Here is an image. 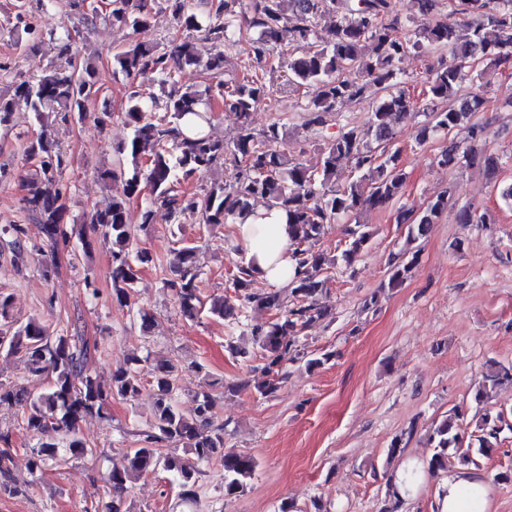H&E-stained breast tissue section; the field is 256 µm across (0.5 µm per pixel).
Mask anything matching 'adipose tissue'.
I'll return each instance as SVG.
<instances>
[{"label":"adipose tissue","mask_w":512,"mask_h":512,"mask_svg":"<svg viewBox=\"0 0 512 512\" xmlns=\"http://www.w3.org/2000/svg\"><path fill=\"white\" fill-rule=\"evenodd\" d=\"M234 231L256 281L273 288L284 286L291 263L286 214L260 207ZM486 495L487 487L478 475L466 470L449 474L439 493L440 512H484Z\"/></svg>","instance_id":"ef3b65f1"}]
</instances>
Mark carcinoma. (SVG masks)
<instances>
[{
  "label": "carcinoma",
  "mask_w": 512,
  "mask_h": 512,
  "mask_svg": "<svg viewBox=\"0 0 512 512\" xmlns=\"http://www.w3.org/2000/svg\"><path fill=\"white\" fill-rule=\"evenodd\" d=\"M153 2L112 0L113 7L105 16L112 26L127 31L126 42L112 56L113 73L130 79L152 70L166 92L163 101L129 92L124 122L132 130L131 137L115 148V166L98 172L102 180L121 183L122 190L105 209L91 213L89 224L112 248V300L128 306L140 273L155 264L153 253L134 242L130 225V205L143 189L150 193L141 210L143 224L153 222L157 206L176 224L186 217L202 224H235L254 212L258 199L269 209L286 211L295 265L286 285L264 294L252 293V275L241 264L232 274L234 295L207 303L196 288L198 247L181 238L173 240L174 277L164 283L191 320L204 311L216 319H235L248 304L273 312L272 321L252 329L266 361L264 380L254 389L268 397L283 382V364L302 359L294 348L295 337L329 316L328 309L319 306L318 295L327 284L322 273L336 266V257L311 250V244L324 234L325 225L346 221L348 243L341 260L352 265L372 239L369 226L353 220L354 215L387 209L401 196L406 174L399 165L401 149L396 143L400 124L422 114L427 121L416 130L417 143L435 134L448 139L435 156L439 167L479 163L490 174L497 172L499 156L477 148L486 126L469 123L471 114L482 109L484 98L478 92L461 94V83L468 80L483 86L482 72L475 66L479 59L512 75V0H452L451 14L458 19L435 23L431 19L440 0H416L419 17L410 20L411 28L406 31L395 12V0H205L209 7L205 21L191 9L190 0H165L187 35L172 40L164 51L132 37L149 24ZM332 12L336 23L324 37L318 23ZM250 33L254 37L249 39V54L257 69L231 76L224 70L225 54ZM58 41V62L34 80L15 81L10 94H0V126L8 124L21 107L32 112L41 131L28 140L26 156L37 161L39 173L26 181L27 211L42 225L51 247L76 241L88 250L91 243L83 226L64 223L68 198L55 183L65 164L48 118L59 114L66 122L74 115L82 117L99 86L96 67L81 57L70 35L60 36ZM200 42L210 44L206 57L198 47ZM426 49H449L456 63L429 69L426 87L415 96L403 86L399 63L410 51ZM275 57L278 67L287 71L281 90L316 86V94L302 106L305 126L315 132L327 125L344 102L362 96L368 84L384 91L367 130L347 124L338 136L325 140L314 170L300 157L285 152L282 125L273 123L260 133L251 127L252 111L272 95L265 73L275 70ZM186 69L203 71L204 87L179 86L177 76ZM439 100L448 102V107L438 108ZM202 104L217 105L237 115L239 124L232 138L217 140L199 128L184 131L185 118L200 115ZM343 159L354 163L357 177L338 186L336 171ZM228 163L238 169L233 181L196 192L187 189L189 182ZM449 201L445 192L418 211L397 208L396 223L406 225L407 245L392 255L387 287H399L418 264L420 250L412 244L426 237ZM457 218L463 224L486 223L485 215L470 205L460 207ZM10 308V296L0 293V354L18 355L30 376L50 378L48 387L36 393L0 382V406L21 410L26 430L40 439L28 460L31 471L67 455L84 454L87 445L77 435L80 419L86 414H105L115 397L135 400L146 372L153 386L149 430L141 446L126 449V465L107 475L112 498L97 503L94 512H129L125 502L131 480L147 468L173 473L179 481L180 497L190 501L196 495L198 465L217 456L224 464V495L244 490L257 461L251 455L224 449V428L214 425V399L209 393L194 395L190 412L181 410L175 387L178 365L159 360L144 368V359L133 356L112 369L105 386L87 369L91 349L84 340L62 331L55 333L36 318L16 327L8 321ZM509 380L511 367H492L483 375L475 399L481 400L488 390ZM461 418L462 414L454 412L432 429L429 441L437 452L428 470L444 468L450 448L463 466L476 467L477 457L489 456L502 431L504 414H482L467 444ZM163 443L184 449L188 456L158 453L157 447ZM13 463L11 435L0 431V495L23 493L11 479Z\"/></svg>",
  "instance_id": "1"
}]
</instances>
